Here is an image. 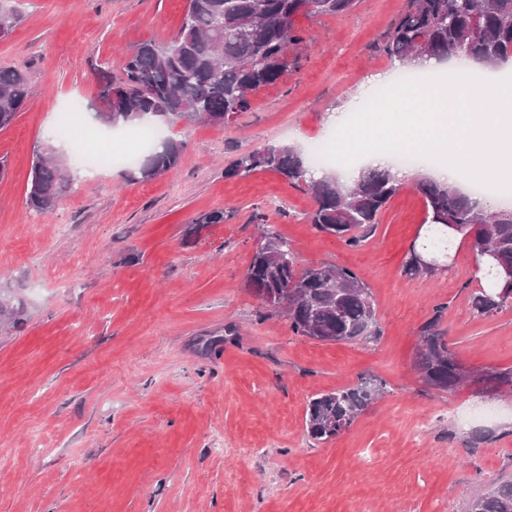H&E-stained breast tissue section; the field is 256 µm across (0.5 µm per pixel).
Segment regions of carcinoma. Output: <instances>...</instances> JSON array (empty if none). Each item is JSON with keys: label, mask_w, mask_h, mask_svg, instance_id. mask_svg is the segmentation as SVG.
<instances>
[{"label": "carcinoma", "mask_w": 512, "mask_h": 512, "mask_svg": "<svg viewBox=\"0 0 512 512\" xmlns=\"http://www.w3.org/2000/svg\"><path fill=\"white\" fill-rule=\"evenodd\" d=\"M355 0H314V8L301 12L302 0H192L177 36L176 51L153 42L140 44L123 61V78L101 70V90L116 83L129 88L149 87V94L120 99L114 111L99 119L112 127H132L141 115H168L189 124L203 118L213 125L246 112L252 93L276 84L288 71V50L305 38L295 28L304 15H342ZM374 52L404 65L423 58L472 60L495 69L512 58V0H409ZM32 94L27 74L0 68V129L8 127ZM183 144L168 140L161 149L144 155L133 179L149 181L178 169ZM49 145L34 151L29 209L37 214L53 211L71 188L67 168L43 158ZM278 173L294 186H304L316 202L310 224L319 233L356 247L370 233L378 216L398 193L401 183L389 168L368 170L354 186L346 187L335 175L319 181L307 179L311 166L292 145H270L239 156L225 170L227 177L246 176L254 170ZM425 201L429 224L427 247L448 250L443 224L459 226L458 234L472 239L480 255L492 252L495 267L512 269V204L490 205L457 185L426 178L417 185ZM248 288L268 308L288 301L284 311L291 330L320 342H348L368 334L374 320L371 292L357 272L321 263L300 267L288 242L268 234L257 247L246 274ZM512 306V287L495 283L472 297L473 312L489 317ZM25 315L21 300L6 295L0 319L15 325ZM416 367L430 387L452 391L467 381L469 370L449 351L444 336L431 324L423 330ZM478 381L488 387L509 386L512 368L482 371ZM382 389L377 379L354 387L318 393L305 413L308 437L327 442L350 427ZM468 512H512V482L486 488L474 497Z\"/></svg>", "instance_id": "obj_1"}]
</instances>
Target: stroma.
<instances>
[{"mask_svg": "<svg viewBox=\"0 0 512 512\" xmlns=\"http://www.w3.org/2000/svg\"><path fill=\"white\" fill-rule=\"evenodd\" d=\"M408 2L298 17L294 65L249 111L221 126L154 120L157 139L183 144L176 173L98 168L38 215L26 204L37 146L73 104L91 113L99 65L117 77L139 44L171 42L188 0H13L0 67L26 71L33 95L0 130V286L26 303L23 324L0 323V512H467L512 481V395L439 391L416 370L433 320L466 368H512V307L473 313L467 239L432 277L405 272L426 229L415 180L349 247L313 229L305 189L262 169L224 175L264 146L330 139L326 113L392 69L371 47ZM217 210L225 222L204 223ZM263 226L301 265L361 274L368 336L311 340L266 308L246 283ZM365 379L384 395L335 439L310 440V398Z\"/></svg>", "mask_w": 512, "mask_h": 512, "instance_id": "1", "label": "stroma"}]
</instances>
